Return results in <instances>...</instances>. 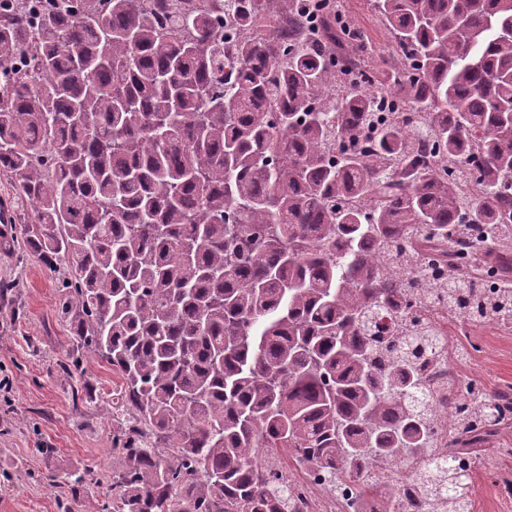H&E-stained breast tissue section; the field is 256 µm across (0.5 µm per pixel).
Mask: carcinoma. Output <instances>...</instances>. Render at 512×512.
<instances>
[{"mask_svg": "<svg viewBox=\"0 0 512 512\" xmlns=\"http://www.w3.org/2000/svg\"><path fill=\"white\" fill-rule=\"evenodd\" d=\"M369 6L399 64L342 90L366 37L307 0L0 6L14 232L123 381L114 512H290L265 456L358 497L416 457L386 512H472L512 405L426 387L424 313L512 325V0Z\"/></svg>", "mask_w": 512, "mask_h": 512, "instance_id": "obj_1", "label": "carcinoma"}]
</instances>
